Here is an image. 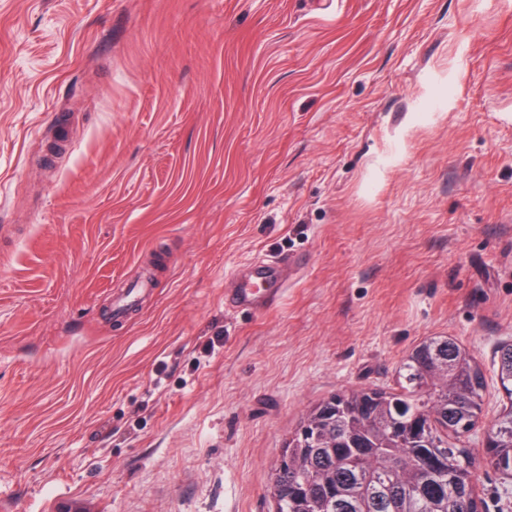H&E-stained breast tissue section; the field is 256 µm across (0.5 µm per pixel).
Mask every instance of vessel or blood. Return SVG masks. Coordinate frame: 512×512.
<instances>
[{"mask_svg":"<svg viewBox=\"0 0 512 512\" xmlns=\"http://www.w3.org/2000/svg\"><path fill=\"white\" fill-rule=\"evenodd\" d=\"M290 263L281 259L256 264L248 276L237 279L235 288L224 296L228 310H252L265 312L276 305Z\"/></svg>","mask_w":512,"mask_h":512,"instance_id":"obj_1","label":"vessel or blood"}]
</instances>
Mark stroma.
Instances as JSON below:
<instances>
[{"instance_id": "obj_1", "label": "stroma", "mask_w": 512, "mask_h": 512, "mask_svg": "<svg viewBox=\"0 0 512 512\" xmlns=\"http://www.w3.org/2000/svg\"><path fill=\"white\" fill-rule=\"evenodd\" d=\"M429 336L481 365L512 512V0H0V512H274L303 415ZM294 259L256 264L250 274L237 279L235 288L224 294L225 310H252L266 312L276 305L283 288H269L274 284L283 285L285 274ZM495 375L500 389L509 400L500 414L487 425V448L491 454V464L505 476L512 479V344H502L495 352Z\"/></svg>"}]
</instances>
